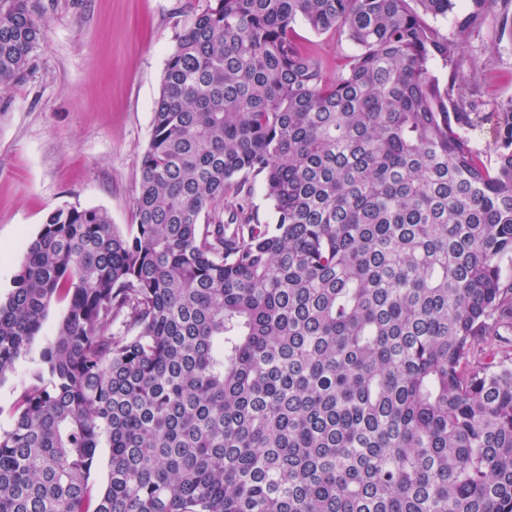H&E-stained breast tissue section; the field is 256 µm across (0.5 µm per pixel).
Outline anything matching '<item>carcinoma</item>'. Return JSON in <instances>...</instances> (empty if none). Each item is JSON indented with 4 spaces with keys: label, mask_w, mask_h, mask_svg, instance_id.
Returning a JSON list of instances; mask_svg holds the SVG:
<instances>
[{
    "label": "carcinoma",
    "mask_w": 512,
    "mask_h": 512,
    "mask_svg": "<svg viewBox=\"0 0 512 512\" xmlns=\"http://www.w3.org/2000/svg\"><path fill=\"white\" fill-rule=\"evenodd\" d=\"M494 4L446 37L425 16L454 0H209L133 223L54 210L0 300V382L66 304L0 432V512H512V98L491 166L457 66ZM299 22L357 47L336 77ZM42 39L0 5V84Z\"/></svg>",
    "instance_id": "1"
}]
</instances>
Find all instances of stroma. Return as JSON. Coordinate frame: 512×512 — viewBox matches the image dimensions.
Instances as JSON below:
<instances>
[{
	"label": "stroma",
	"instance_id": "1",
	"mask_svg": "<svg viewBox=\"0 0 512 512\" xmlns=\"http://www.w3.org/2000/svg\"><path fill=\"white\" fill-rule=\"evenodd\" d=\"M208 0H31L45 37L23 80L0 89V296L47 215L63 206L132 221L142 154L168 55ZM296 31L302 46L335 75L352 43ZM465 93L483 103L464 136L486 150L498 131L496 106L512 98V39L484 18L458 52ZM65 311L51 306L29 354L0 382V432L9 409L40 365Z\"/></svg>",
	"mask_w": 512,
	"mask_h": 512
}]
</instances>
